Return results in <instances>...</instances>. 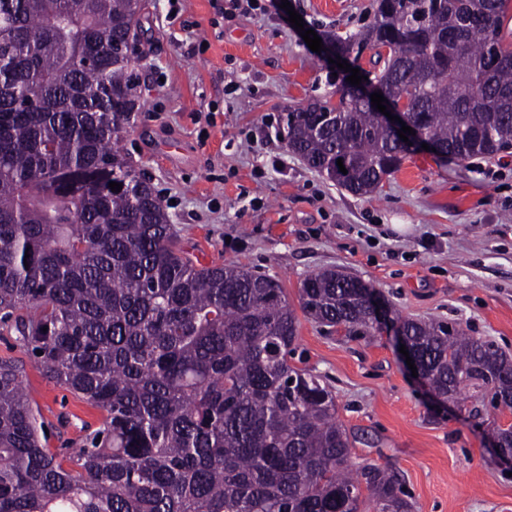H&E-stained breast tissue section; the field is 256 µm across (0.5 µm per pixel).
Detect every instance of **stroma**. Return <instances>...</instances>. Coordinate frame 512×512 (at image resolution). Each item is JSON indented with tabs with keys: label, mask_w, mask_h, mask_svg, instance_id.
<instances>
[{
	"label": "stroma",
	"mask_w": 512,
	"mask_h": 512,
	"mask_svg": "<svg viewBox=\"0 0 512 512\" xmlns=\"http://www.w3.org/2000/svg\"><path fill=\"white\" fill-rule=\"evenodd\" d=\"M243 15L230 0H143L134 70L141 107L121 142L196 264L275 277L290 303L312 272L341 268L392 316L460 324L512 355V149L458 161L418 150L360 197L290 154L286 107L336 79L281 0ZM305 28L355 34L376 0H290ZM0 358L23 385L52 451L77 447L102 412L47 377L13 336ZM293 364L326 378L354 460L394 468L413 512H512V471L490 437L512 412L440 405L400 360L388 327L348 336L300 317Z\"/></svg>",
	"instance_id": "stroma-1"
}]
</instances>
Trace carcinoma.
I'll return each mask as SVG.
<instances>
[{
  "instance_id": "cac0c4a2",
  "label": "carcinoma",
  "mask_w": 512,
  "mask_h": 512,
  "mask_svg": "<svg viewBox=\"0 0 512 512\" xmlns=\"http://www.w3.org/2000/svg\"><path fill=\"white\" fill-rule=\"evenodd\" d=\"M509 0H380L343 52L421 136L459 160L512 149ZM141 0H0V330L104 412L80 447H45L21 367L0 359V512H411L398 472L352 459L321 376L290 364L279 281L197 266L119 146L139 108ZM286 113V145L359 196L408 154L336 87ZM347 173H342L337 159ZM122 184L113 192L109 183ZM361 280L309 274L314 322L368 334ZM432 392L512 411V358L455 323L397 319Z\"/></svg>"
}]
</instances>
